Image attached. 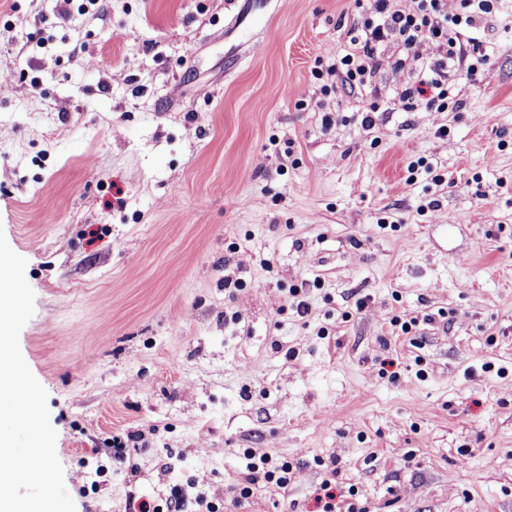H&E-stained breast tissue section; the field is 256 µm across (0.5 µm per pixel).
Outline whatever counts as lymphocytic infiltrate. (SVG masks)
<instances>
[{
    "instance_id": "1",
    "label": "lymphocytic infiltrate",
    "mask_w": 512,
    "mask_h": 512,
    "mask_svg": "<svg viewBox=\"0 0 512 512\" xmlns=\"http://www.w3.org/2000/svg\"><path fill=\"white\" fill-rule=\"evenodd\" d=\"M354 4L356 17L347 31V48L336 53L333 63L316 71L315 76L361 90L370 83L380 50L387 43L399 44L406 60L419 61L418 46L434 42L438 57L420 62L418 81L400 94L407 112L462 108V101L454 95L457 81L479 80L493 65L494 46L485 34L484 22L501 14L512 15V0H460L458 11L452 14L445 0H411L406 8L395 7L394 0H354ZM243 456L245 469L233 486L238 497L249 498L261 481L287 490L293 462L254 448L244 449ZM190 502L195 503L196 512H220L218 503L206 495L188 499L179 484L173 485L161 501L149 496L130 499L127 512H186Z\"/></svg>"
}]
</instances>
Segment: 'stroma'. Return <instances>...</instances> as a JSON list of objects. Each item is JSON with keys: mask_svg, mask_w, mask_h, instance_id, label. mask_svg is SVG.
Segmentation results:
<instances>
[{"mask_svg": "<svg viewBox=\"0 0 512 512\" xmlns=\"http://www.w3.org/2000/svg\"><path fill=\"white\" fill-rule=\"evenodd\" d=\"M353 18L0 0V231L76 512L181 473L224 512H314L320 458L340 512H512V30L487 20L461 111L403 112L419 70L394 43L365 91L321 93ZM246 448L294 463L287 490L235 500Z\"/></svg>", "mask_w": 512, "mask_h": 512, "instance_id": "35a3bbf8", "label": "stroma"}]
</instances>
